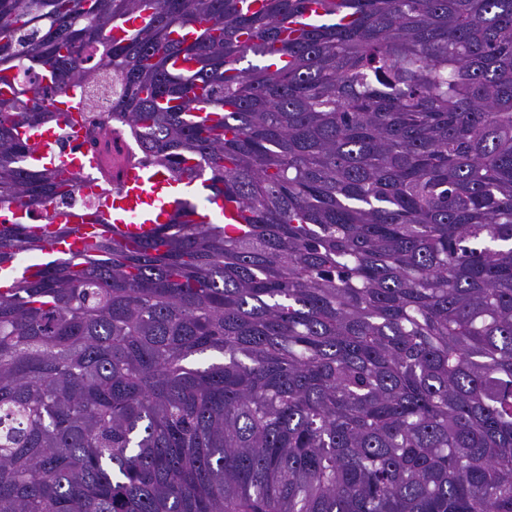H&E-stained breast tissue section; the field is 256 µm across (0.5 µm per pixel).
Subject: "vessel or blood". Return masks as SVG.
Masks as SVG:
<instances>
[{"label":"vessel or blood","instance_id":"b4317fda","mask_svg":"<svg viewBox=\"0 0 512 512\" xmlns=\"http://www.w3.org/2000/svg\"><path fill=\"white\" fill-rule=\"evenodd\" d=\"M48 106L52 111L62 113V121L55 128L25 130L24 135L33 146L27 163L33 167L55 169L62 182L68 184L73 180L75 170L68 163L57 162L50 145L57 135H70L72 129L81 124L80 110L73 101L64 98L51 100ZM92 165L112 184L111 189L101 193L104 200L103 217L123 232L124 243H132L154 225L169 222L180 212L195 223L209 222L215 215L231 224L240 221L238 210L232 206L220 208L216 213L208 208H189L188 202L195 193L196 182L175 186L162 169L138 164L124 147L116 145L109 150H100L93 157ZM96 230V225H84L80 236L64 241H49L46 250L50 253L78 252L84 237Z\"/></svg>","mask_w":512,"mask_h":512}]
</instances>
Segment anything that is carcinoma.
Instances as JSON below:
<instances>
[{
  "instance_id": "carcinoma-1",
  "label": "carcinoma",
  "mask_w": 512,
  "mask_h": 512,
  "mask_svg": "<svg viewBox=\"0 0 512 512\" xmlns=\"http://www.w3.org/2000/svg\"><path fill=\"white\" fill-rule=\"evenodd\" d=\"M104 84L241 233L59 207ZM0 213V512H512V0H0ZM48 107L53 112H62V122L58 127L48 129H34L22 130L21 135L29 139L33 145V150L28 157L27 163L33 167H47L55 169L58 177L66 185L71 184V181L76 177L75 170L68 163H58L56 154L50 149L51 144L58 135L62 132L67 138H71V131L82 122L79 107L74 105V102L64 98H57L47 102ZM99 136H100V134L94 135L91 127L88 126L87 131H86V139L83 143L70 142L68 139L59 141L55 145V146H58V148H59V151L57 154L60 155L61 158L69 160L70 156H72V155L80 156L83 150L99 149L101 146ZM92 137L96 138V144L90 143V140Z\"/></svg>"
}]
</instances>
